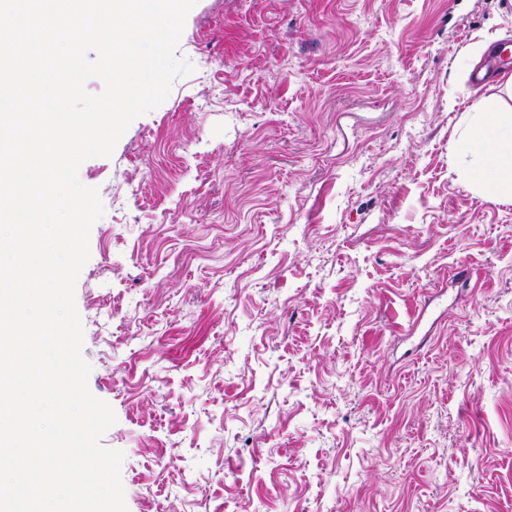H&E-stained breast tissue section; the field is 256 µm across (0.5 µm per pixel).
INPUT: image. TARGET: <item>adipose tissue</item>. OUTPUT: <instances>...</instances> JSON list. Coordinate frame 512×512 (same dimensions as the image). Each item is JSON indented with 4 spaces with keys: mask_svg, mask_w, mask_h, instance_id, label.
<instances>
[{
    "mask_svg": "<svg viewBox=\"0 0 512 512\" xmlns=\"http://www.w3.org/2000/svg\"><path fill=\"white\" fill-rule=\"evenodd\" d=\"M467 145L479 186L512 198V113H478Z\"/></svg>",
    "mask_w": 512,
    "mask_h": 512,
    "instance_id": "1",
    "label": "adipose tissue"
}]
</instances>
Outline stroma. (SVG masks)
<instances>
[{"label":"stroma","instance_id":"obj_1","mask_svg":"<svg viewBox=\"0 0 512 512\" xmlns=\"http://www.w3.org/2000/svg\"><path fill=\"white\" fill-rule=\"evenodd\" d=\"M478 42L512 0H197L193 72L79 169L127 512H512V199L464 152L512 93Z\"/></svg>","mask_w":512,"mask_h":512}]
</instances>
